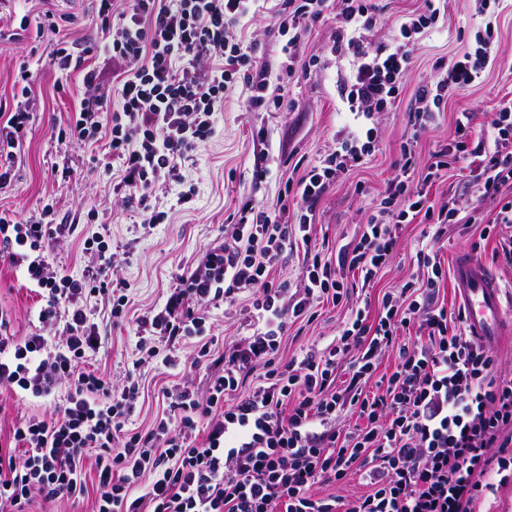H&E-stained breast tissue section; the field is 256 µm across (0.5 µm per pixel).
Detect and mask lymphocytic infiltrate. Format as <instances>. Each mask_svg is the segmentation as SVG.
Instances as JSON below:
<instances>
[{
	"instance_id": "1",
	"label": "lymphocytic infiltrate",
	"mask_w": 512,
	"mask_h": 512,
	"mask_svg": "<svg viewBox=\"0 0 512 512\" xmlns=\"http://www.w3.org/2000/svg\"><path fill=\"white\" fill-rule=\"evenodd\" d=\"M95 2L110 35L103 50L114 62L111 86L87 63L89 49L58 40L60 17L45 12L39 30L57 38L51 66L81 70L88 95L59 129L58 142H105L119 163L126 201L181 182L180 160L212 136L213 115L237 83L251 89L247 111L284 106L287 85L270 90L268 61L241 36L252 0ZM435 2L424 0L422 12L406 16L389 42L366 36L383 22L377 0H279L268 28L292 55L296 32L335 9L329 52L358 62L338 95L369 120L398 103L413 39L439 21ZM474 2L483 31L419 87L398 172L350 243L314 242L313 219L336 179L369 155L376 139L370 128L362 146L338 143L287 182L275 206L244 198L236 223L177 277L164 306L139 320L148 357L165 356L168 365L207 377L202 396L183 383L165 389L171 414L147 432L125 427L141 394L139 375L127 372L116 384L89 361L103 336L88 300L101 297L115 325L125 321L129 304L126 284L109 278L104 236L84 240V252L99 262L77 277L49 259L70 231L58 223L54 204L23 220L0 213V260L25 268L40 296L39 323L61 330L51 339L14 336L0 317V384L49 405L43 417L18 421L10 439L0 441V512H32L39 500L76 504L88 494L95 512H476L491 473L512 469V373L499 369L496 351L468 335L461 311L436 303L445 271L430 243L416 251L418 275L384 292L377 310L352 306L322 350L290 360L282 353L290 328L316 319L317 306L349 304L354 290L371 288L392 262L404 225L432 226L433 241L447 235L459 211L434 204L430 191L450 165L465 164L481 195L497 202L492 220L469 218L482 224L483 236L512 226V99L498 104L491 140L475 134L472 113L461 112L453 140L426 167L413 149L449 95L471 87L495 57L493 20L502 0ZM33 80L30 69H21L11 105L0 107V191L12 184L32 120ZM115 95L121 103L113 109ZM296 246L307 260L297 287L278 270ZM245 292L258 325L215 352L206 328L210 311L234 305ZM189 339L190 359L172 355ZM389 352L392 369L378 375ZM62 386L67 394L59 400ZM348 413L356 423L341 425ZM89 459L91 482L84 471ZM356 471L365 494L350 501L330 494Z\"/></svg>"
}]
</instances>
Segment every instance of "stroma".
I'll return each instance as SVG.
<instances>
[{"label": "stroma", "instance_id": "stroma-1", "mask_svg": "<svg viewBox=\"0 0 512 512\" xmlns=\"http://www.w3.org/2000/svg\"><path fill=\"white\" fill-rule=\"evenodd\" d=\"M445 5L436 28L413 45V69L397 108L374 116V151L364 164L339 178L317 207L316 229L335 234L337 245L350 242L366 224L373 204L394 177L400 146L411 131L409 114L417 106L421 83L433 75L439 62L473 44L476 30L484 25L483 18L474 13L472 0H446ZM48 8L71 17L55 38L38 36L35 27L39 15ZM254 8L256 14L243 30L266 49L272 77L282 76L288 60L265 33L276 0H256ZM24 19L29 22L28 29L21 39H11L13 27ZM494 26L498 51L491 68L473 86L449 96L444 111L420 136L416 147L420 163H428L435 150L451 142L457 113H473L474 125L483 129L491 120L492 106L512 98V0H503ZM59 37L80 48L93 47L90 63L101 69L104 82H111L112 64L98 50L103 38L93 0H0V100L11 101L20 64H30L37 73L29 94L32 126L15 160L13 185L0 194V212L24 218L46 201H53L65 223L76 227L58 244L54 261L75 275L97 264L94 255L83 252V240L105 234L115 273L129 285L133 320L122 328L108 329L107 339L92 362L116 382L123 379L133 362H140L145 394L137 402L129 426L145 431L162 415L164 406L158 398L162 387L187 381L202 393L207 380L198 372L183 375L179 368L158 357L142 359L137 317L164 303L176 276L197 262L204 246L222 234L228 216L237 211L243 197L257 195L266 202H276L293 173V160L307 166L316 164L334 149L337 137L354 130L348 107L337 93L338 80L350 75L352 65L346 57L329 59L324 69L296 75L288 89L294 105L280 112L244 111L250 89L238 84L215 115L212 137L183 161L182 182L151 191V208L166 212L167 218L164 223L149 226L143 224L139 209L122 206L116 176L102 170L108 161L103 144L66 146L56 140L59 128L79 108L85 92L77 71L65 87L57 85L49 61ZM255 127L265 129V140L253 139L251 130ZM63 167L70 169L69 178L61 177L59 170ZM189 189L194 192L192 202L185 208L179 206V193ZM432 197L439 203L456 200L465 213L477 206L491 214L496 207L495 201L481 198L467 171L460 169L449 171L447 180L434 187ZM91 209L97 211V218H88ZM480 230L476 224L469 234L462 235L456 228H449L447 239L438 243L441 260L449 268L459 253L469 252L489 264L504 290L506 304L512 306V269L492 263L495 240L485 241L478 250L471 247L479 239ZM423 231L420 224L404 227L397 254L378 279L374 294L401 287L415 273L414 257ZM37 302L26 283L25 269L0 264V311L7 313L12 334L25 336L39 331ZM249 305L250 299L244 295L234 308L212 310L213 334L230 341L251 335L254 328L244 313ZM318 311V319L302 336L288 339L284 358L321 349L333 339L346 315L345 308L324 304Z\"/></svg>", "mask_w": 512, "mask_h": 512}]
</instances>
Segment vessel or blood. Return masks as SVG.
<instances>
[{
    "label": "vessel or blood",
    "mask_w": 512,
    "mask_h": 512,
    "mask_svg": "<svg viewBox=\"0 0 512 512\" xmlns=\"http://www.w3.org/2000/svg\"><path fill=\"white\" fill-rule=\"evenodd\" d=\"M453 278L469 336L480 344L494 346L512 334V318L505 314L503 289L484 265L469 254H459Z\"/></svg>",
    "instance_id": "vessel-or-blood-1"
}]
</instances>
